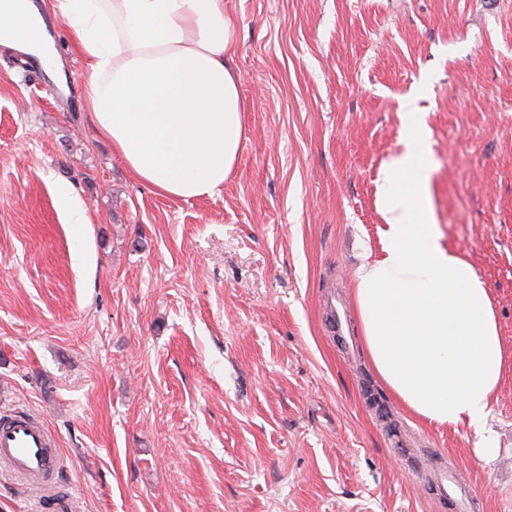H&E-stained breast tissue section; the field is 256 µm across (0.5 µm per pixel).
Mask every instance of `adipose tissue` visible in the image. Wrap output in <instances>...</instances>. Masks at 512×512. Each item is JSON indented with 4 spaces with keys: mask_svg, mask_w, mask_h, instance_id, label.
<instances>
[{
    "mask_svg": "<svg viewBox=\"0 0 512 512\" xmlns=\"http://www.w3.org/2000/svg\"><path fill=\"white\" fill-rule=\"evenodd\" d=\"M48 11L86 65L87 112L131 174L184 201L219 194L244 132L224 0H0V45L44 57ZM405 120L404 150L382 170L381 254L354 274L361 337L415 417L479 432L503 374L498 321L485 282L441 243L425 123L418 112Z\"/></svg>",
    "mask_w": 512,
    "mask_h": 512,
    "instance_id": "1",
    "label": "adipose tissue"
}]
</instances>
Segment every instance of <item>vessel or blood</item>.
Masks as SVG:
<instances>
[{
  "label": "vessel or blood",
  "instance_id": "b4317fda",
  "mask_svg": "<svg viewBox=\"0 0 512 512\" xmlns=\"http://www.w3.org/2000/svg\"><path fill=\"white\" fill-rule=\"evenodd\" d=\"M60 464L59 451L41 421L17 414L0 421V467L35 483H45ZM428 486L449 512H471L475 493L459 489L445 469L430 473Z\"/></svg>",
  "mask_w": 512,
  "mask_h": 512
}]
</instances>
